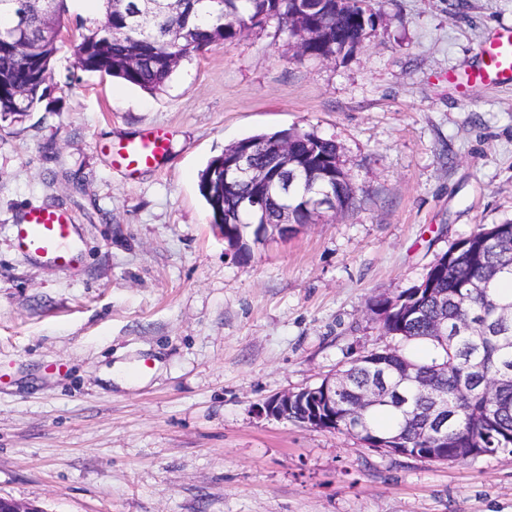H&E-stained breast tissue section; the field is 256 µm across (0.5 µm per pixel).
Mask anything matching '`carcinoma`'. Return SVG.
<instances>
[{
  "label": "carcinoma",
  "instance_id": "cac0c4a2",
  "mask_svg": "<svg viewBox=\"0 0 512 512\" xmlns=\"http://www.w3.org/2000/svg\"><path fill=\"white\" fill-rule=\"evenodd\" d=\"M15 2L0 0V35L13 29ZM102 11L112 15V30L101 18L90 21L74 46L77 62L91 46L99 55L91 72L151 94L162 90L191 56L272 22L290 37L298 27H314L319 38L306 46L309 58L345 57L368 36L363 15H375L371 0H157L155 6L145 0H105ZM68 13V0H29L21 33L30 53L0 51V121L21 122L43 102L46 87L40 85V76L52 70L58 51L50 29L64 25ZM285 135L299 158L286 194L280 190L281 176L267 168ZM243 142L257 147L255 162L267 168L274 204L266 217L237 213L234 193H218L224 155L208 161L199 174V192L213 223L224 225V242L236 260L249 261L254 249L274 234L279 208L301 211L303 199L318 182L307 176L310 170L322 174L339 211L352 204L355 188L336 140L295 127L238 140ZM476 280L485 281L486 288L474 295L467 285ZM505 280L512 282L511 219L458 241L431 263L419 283L370 299L369 306L382 313V328L404 347L372 349L342 368L348 389L336 395V430L350 432L349 414L379 368L386 369L387 383L397 388L405 369L413 365L436 395L404 389L409 399L404 409L381 405L369 410L359 437L364 447H375L374 434L396 437L410 453L439 463L468 460L476 448L512 453V315L502 314L512 305V291H502ZM440 318L450 325L467 319L469 330L446 338L436 329Z\"/></svg>",
  "mask_w": 512,
  "mask_h": 512
}]
</instances>
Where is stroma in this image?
<instances>
[{
	"label": "stroma",
	"instance_id": "1",
	"mask_svg": "<svg viewBox=\"0 0 512 512\" xmlns=\"http://www.w3.org/2000/svg\"><path fill=\"white\" fill-rule=\"evenodd\" d=\"M336 60L276 25L184 61L150 94L82 71L67 40L42 108L0 121V496L42 512H512V454L438 463L269 418L262 404L394 345L366 306L418 283L457 240L512 219V86L450 75L512 25V0H376ZM335 139L356 187L337 216L241 263L199 173L244 137ZM168 131L134 174L111 148ZM66 211L68 270L19 252L14 224ZM131 362L129 384L106 375Z\"/></svg>",
	"mask_w": 512,
	"mask_h": 512
}]
</instances>
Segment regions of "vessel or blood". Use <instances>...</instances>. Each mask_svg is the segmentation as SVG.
Wrapping results in <instances>:
<instances>
[{"instance_id": "obj_1", "label": "vessel or blood", "mask_w": 512, "mask_h": 512, "mask_svg": "<svg viewBox=\"0 0 512 512\" xmlns=\"http://www.w3.org/2000/svg\"><path fill=\"white\" fill-rule=\"evenodd\" d=\"M476 66L457 75L460 92H467L474 84L496 85L512 83V27L506 26L484 42L478 50ZM169 139L163 129L144 131L138 138L127 141L118 152L129 172L159 164L168 150ZM72 219L60 209L35 207L29 210L23 223L17 224L14 241L19 251L35 254L61 270L75 262Z\"/></svg>"}]
</instances>
